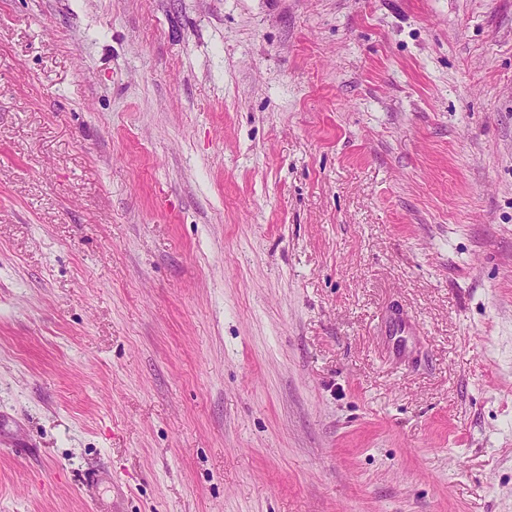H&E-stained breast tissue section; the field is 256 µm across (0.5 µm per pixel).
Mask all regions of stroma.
Returning a JSON list of instances; mask_svg holds the SVG:
<instances>
[{
	"label": "stroma",
	"instance_id": "obj_1",
	"mask_svg": "<svg viewBox=\"0 0 512 512\" xmlns=\"http://www.w3.org/2000/svg\"><path fill=\"white\" fill-rule=\"evenodd\" d=\"M0 512H512V0H0Z\"/></svg>",
	"mask_w": 512,
	"mask_h": 512
}]
</instances>
